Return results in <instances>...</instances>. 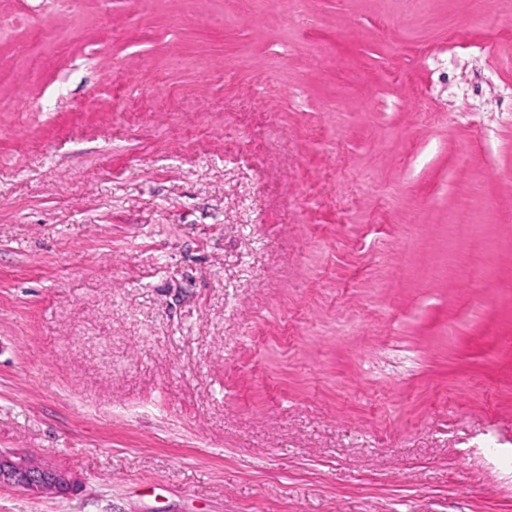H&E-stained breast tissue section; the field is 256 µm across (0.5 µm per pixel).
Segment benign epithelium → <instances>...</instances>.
Here are the masks:
<instances>
[{
    "instance_id": "1",
    "label": "benign epithelium",
    "mask_w": 512,
    "mask_h": 512,
    "mask_svg": "<svg viewBox=\"0 0 512 512\" xmlns=\"http://www.w3.org/2000/svg\"><path fill=\"white\" fill-rule=\"evenodd\" d=\"M76 482L73 472L36 463L26 456L0 454V485L35 494L53 488L63 494Z\"/></svg>"
}]
</instances>
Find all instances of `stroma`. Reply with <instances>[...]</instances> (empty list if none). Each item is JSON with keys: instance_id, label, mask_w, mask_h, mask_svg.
<instances>
[{"instance_id": "35a3bbf8", "label": "stroma", "mask_w": 512, "mask_h": 512, "mask_svg": "<svg viewBox=\"0 0 512 512\" xmlns=\"http://www.w3.org/2000/svg\"><path fill=\"white\" fill-rule=\"evenodd\" d=\"M0 452L79 481L0 512H512V0H0ZM466 271L472 283H481L486 276V270L481 260V245L477 238L474 239L466 258Z\"/></svg>"}]
</instances>
